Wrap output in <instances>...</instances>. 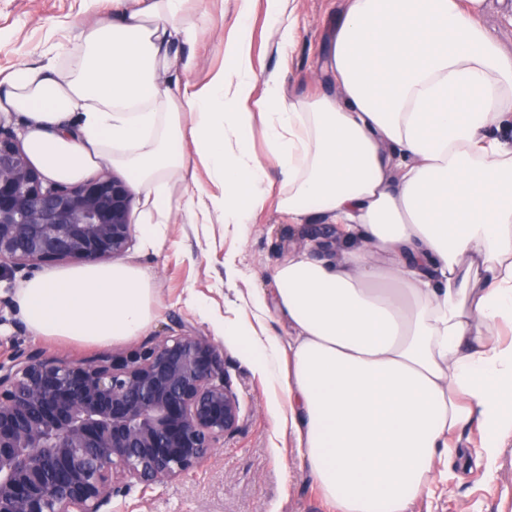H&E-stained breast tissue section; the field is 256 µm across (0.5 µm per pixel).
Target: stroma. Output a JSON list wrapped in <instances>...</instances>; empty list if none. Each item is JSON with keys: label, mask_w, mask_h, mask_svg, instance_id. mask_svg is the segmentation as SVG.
<instances>
[{"label": "stroma", "mask_w": 512, "mask_h": 512, "mask_svg": "<svg viewBox=\"0 0 512 512\" xmlns=\"http://www.w3.org/2000/svg\"><path fill=\"white\" fill-rule=\"evenodd\" d=\"M237 5V0H210L196 40L179 46V57L192 61L190 80L204 82L222 65L218 35L236 22ZM344 6L345 0H295L297 42L285 61L267 28L264 2L255 0L250 21L257 73H284L287 91L298 96L333 90L322 62L327 36ZM111 16V9L90 0H0V72L36 61L40 53L71 48L83 27ZM315 230L312 224L290 223L271 198L256 212L244 238L216 213L206 224H189L176 216L157 252L143 249L140 238H133L124 258L140 265L152 280L159 304L147 331L113 345V352L143 349L152 337L176 335L184 325L217 338L224 370L239 397L241 423L200 467L146 491L133 487L113 498L109 512H334L298 456L295 437L277 428L286 396L266 384L237 338L218 334L224 319L249 317L241 295L252 290L272 294L274 266L289 253L307 249ZM231 260L241 271L233 283L224 274ZM36 272L33 266L0 272V358L16 348L76 360L103 353L100 345L36 335L22 321L15 292ZM410 512H512V446L490 463L438 469L434 494L413 504Z\"/></svg>", "instance_id": "1"}]
</instances>
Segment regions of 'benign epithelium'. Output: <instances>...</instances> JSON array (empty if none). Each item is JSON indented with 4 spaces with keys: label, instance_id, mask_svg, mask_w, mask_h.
Here are the masks:
<instances>
[{
    "label": "benign epithelium",
    "instance_id": "benign-epithelium-1",
    "mask_svg": "<svg viewBox=\"0 0 512 512\" xmlns=\"http://www.w3.org/2000/svg\"><path fill=\"white\" fill-rule=\"evenodd\" d=\"M130 208L123 180L52 182L0 127V268L120 257ZM240 421L219 344L189 326L123 359L17 350L0 361V512H103L199 467Z\"/></svg>",
    "mask_w": 512,
    "mask_h": 512
}]
</instances>
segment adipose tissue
Returning a JSON list of instances; mask_svg holds the SVG:
<instances>
[{"label":"adipose tissue","instance_id":"obj_1","mask_svg":"<svg viewBox=\"0 0 512 512\" xmlns=\"http://www.w3.org/2000/svg\"><path fill=\"white\" fill-rule=\"evenodd\" d=\"M205 2L112 0L65 57L0 77V112L50 180L127 173L149 250L180 212L246 235L273 189L296 223L341 225L330 250L279 262L274 299L249 292L250 320L223 333L286 395L278 427L336 512H409L468 427L487 459L512 444V52L487 0H347L324 60L336 92L289 97L280 74L257 77L239 0L223 67L196 84L175 78L176 49ZM192 152L221 193H177ZM158 299L121 261L46 270L15 295L34 333L94 344L140 336ZM274 310L289 338L265 330Z\"/></svg>","mask_w":512,"mask_h":512}]
</instances>
